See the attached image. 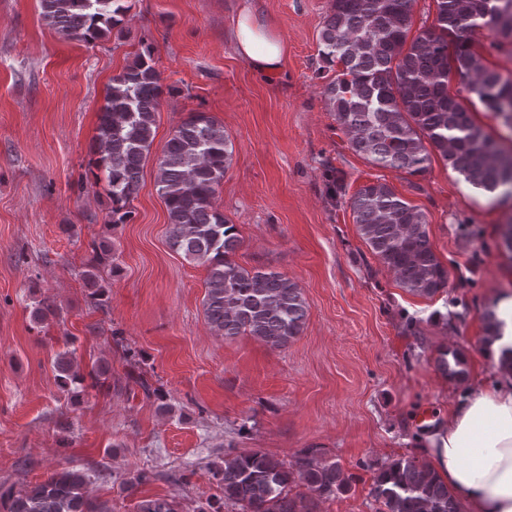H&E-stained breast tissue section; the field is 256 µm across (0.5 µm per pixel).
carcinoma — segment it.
Segmentation results:
<instances>
[{
    "label": "carcinoma",
    "instance_id": "1",
    "mask_svg": "<svg viewBox=\"0 0 512 512\" xmlns=\"http://www.w3.org/2000/svg\"><path fill=\"white\" fill-rule=\"evenodd\" d=\"M415 0H330L318 34L319 56L341 73L323 95L348 136L349 148L371 164L411 176L425 174L436 151L472 187L512 198V150L486 134L448 91L451 77L474 95L502 124L512 128V78L483 64L473 50V33L487 28L512 42V0H433L435 16L419 33L413 27ZM46 25L70 40L92 43L122 28L132 0H40ZM177 89L162 83L151 46L112 77L101 108L96 144L88 163L94 181L105 180L111 206L105 227L134 218L136 198L155 140V113L163 95ZM233 143L224 125L206 112L191 111L174 128L156 161V186L168 213L170 247L207 271L204 314L212 331L231 340L251 336L282 349L303 331L307 303L287 275L248 270L236 260L241 239L215 206L230 167ZM358 233L371 253L392 271L399 287L433 297L448 284V270L435 253L425 213L387 183L359 188L349 201ZM92 258L83 271L92 304L108 300L102 273H121L107 237L92 241ZM494 310L484 314V341L499 335ZM58 389L77 402L83 391L74 352L52 362ZM450 379L466 376L456 349L438 359ZM94 385L112 389L106 363L90 372ZM146 398L166 406V394L142 376L133 378ZM374 471L370 494L376 512H462L458 498L427 462L399 456ZM219 494L197 512H223L224 504L242 512H318L319 503L348 490L353 476L340 464L304 448L291 463L260 450L224 451L212 463ZM87 472L65 468L38 483L0 482L5 512H112L86 494ZM300 484L305 491L290 494ZM139 512H179L178 504L147 499Z\"/></svg>",
    "mask_w": 512,
    "mask_h": 512
}]
</instances>
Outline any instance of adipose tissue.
<instances>
[{
  "label": "adipose tissue",
  "instance_id": "adipose-tissue-1",
  "mask_svg": "<svg viewBox=\"0 0 512 512\" xmlns=\"http://www.w3.org/2000/svg\"><path fill=\"white\" fill-rule=\"evenodd\" d=\"M231 37L253 71L281 75L288 44L250 8L240 12ZM426 451L467 512H512V376L451 406L447 424L427 435Z\"/></svg>",
  "mask_w": 512,
  "mask_h": 512
}]
</instances>
